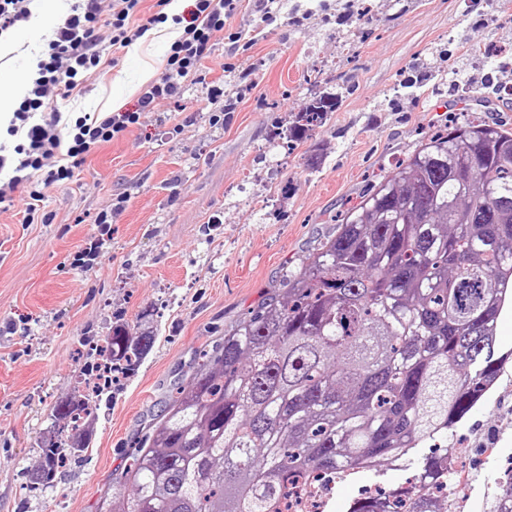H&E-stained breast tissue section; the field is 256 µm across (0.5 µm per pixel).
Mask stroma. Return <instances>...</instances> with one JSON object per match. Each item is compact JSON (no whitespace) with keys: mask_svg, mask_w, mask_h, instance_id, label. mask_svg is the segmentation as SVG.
Listing matches in <instances>:
<instances>
[{"mask_svg":"<svg viewBox=\"0 0 512 512\" xmlns=\"http://www.w3.org/2000/svg\"><path fill=\"white\" fill-rule=\"evenodd\" d=\"M52 23L36 7L0 40V85L24 93ZM511 48L512 0H282L268 15L234 0L201 80L89 155L80 183L47 188L48 223L0 212V512H97L203 351L275 297L379 175L443 133L450 113L512 129V96L497 84ZM169 49L161 38L126 48L55 109L135 110L141 70L160 76ZM336 92L326 123L289 143L303 105ZM119 195L96 264L79 266ZM116 322L159 337L102 405L89 450L53 488L27 491L52 404L86 371L87 340ZM447 443L465 475L448 485L452 512H493L512 465V362ZM406 477L359 472L337 483L330 512Z\"/></svg>","mask_w":512,"mask_h":512,"instance_id":"stroma-1","label":"stroma"}]
</instances>
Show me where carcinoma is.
<instances>
[{
    "instance_id": "carcinoma-1",
    "label": "carcinoma",
    "mask_w": 512,
    "mask_h": 512,
    "mask_svg": "<svg viewBox=\"0 0 512 512\" xmlns=\"http://www.w3.org/2000/svg\"><path fill=\"white\" fill-rule=\"evenodd\" d=\"M337 105L311 99L291 132L322 126ZM511 306L512 132L463 113L347 210L283 294L203 355L112 478L131 495L104 493L98 512H280L307 474L400 465L495 384L506 362L497 321ZM154 340L123 323L100 339L95 406ZM80 396L47 416L34 491L90 447ZM452 457L435 448L405 485L365 492L347 512H447L436 492ZM495 512H512V482Z\"/></svg>"
}]
</instances>
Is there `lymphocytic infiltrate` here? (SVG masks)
Here are the masks:
<instances>
[{"mask_svg": "<svg viewBox=\"0 0 512 512\" xmlns=\"http://www.w3.org/2000/svg\"><path fill=\"white\" fill-rule=\"evenodd\" d=\"M142 0H72L65 16L46 37L32 63L30 82L6 127L14 137L13 158L0 144V209L21 208L24 221L45 220V187L76 182L89 154L101 144L123 137L139 124L143 112L179 97L186 81L196 80L214 38L224 31V12L231 0H196L193 18L175 40L161 77L144 92L135 112L83 115L60 132L61 113L50 110V99L69 98L84 80L103 67H116L117 53L149 29L137 23ZM41 181H34V174Z\"/></svg>", "mask_w": 512, "mask_h": 512, "instance_id": "lymphocytic-infiltrate-1", "label": "lymphocytic infiltrate"}]
</instances>
